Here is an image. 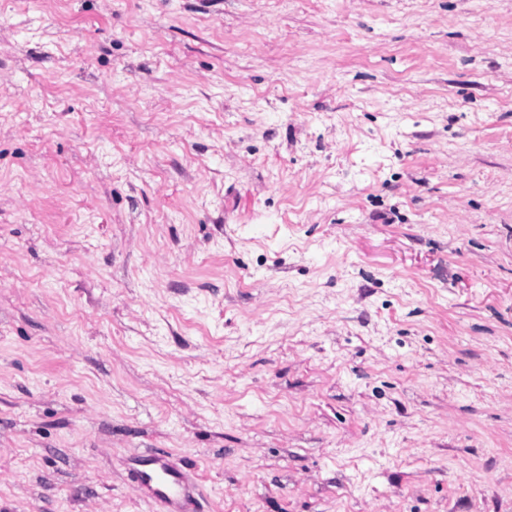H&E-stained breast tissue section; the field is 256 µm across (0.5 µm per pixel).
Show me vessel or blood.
<instances>
[{"label": "vessel or blood", "mask_w": 512, "mask_h": 512, "mask_svg": "<svg viewBox=\"0 0 512 512\" xmlns=\"http://www.w3.org/2000/svg\"><path fill=\"white\" fill-rule=\"evenodd\" d=\"M133 489L143 501L159 512H195L191 477L170 455L151 452L134 459Z\"/></svg>", "instance_id": "1"}]
</instances>
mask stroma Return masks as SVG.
<instances>
[{"instance_id": "1", "label": "stroma", "mask_w": 512, "mask_h": 512, "mask_svg": "<svg viewBox=\"0 0 512 512\" xmlns=\"http://www.w3.org/2000/svg\"><path fill=\"white\" fill-rule=\"evenodd\" d=\"M512 512V0H0V512ZM136 495L157 506L160 512H191L198 509L191 493L190 474L166 453L150 452L134 458Z\"/></svg>"}]
</instances>
